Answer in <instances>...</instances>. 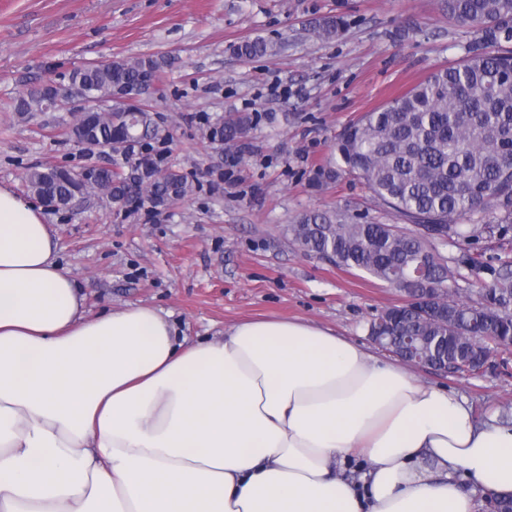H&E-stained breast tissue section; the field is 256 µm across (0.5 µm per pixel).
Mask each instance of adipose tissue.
<instances>
[{"instance_id": "1", "label": "adipose tissue", "mask_w": 512, "mask_h": 512, "mask_svg": "<svg viewBox=\"0 0 512 512\" xmlns=\"http://www.w3.org/2000/svg\"><path fill=\"white\" fill-rule=\"evenodd\" d=\"M40 210L0 186V512H476L512 421L305 321L188 341L88 315Z\"/></svg>"}]
</instances>
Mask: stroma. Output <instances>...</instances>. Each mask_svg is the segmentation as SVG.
I'll list each match as a JSON object with an SVG mask.
<instances>
[{
    "mask_svg": "<svg viewBox=\"0 0 512 512\" xmlns=\"http://www.w3.org/2000/svg\"><path fill=\"white\" fill-rule=\"evenodd\" d=\"M327 15L344 18L342 36L312 33ZM255 38L273 52L233 54V45ZM479 40L448 19L442 0H0V185L23 196L31 168L77 170L114 158L82 153L64 135L69 112L21 117L20 94L105 58L162 59L146 105L168 134L167 165L188 177L192 192L151 215L94 195L44 212L88 313L150 306L191 339L223 337L247 319L300 320L390 363L368 329L403 294L305 255L288 227L312 211L392 223L361 179L326 180L320 170L345 127L436 69L459 65ZM231 115L245 117L242 134L230 145L211 143L208 125ZM230 159L234 180L212 181L210 171ZM438 250L459 272V298L476 301L471 263L512 262V232L453 238ZM413 376L466 396L476 420L512 411V371Z\"/></svg>",
    "mask_w": 512,
    "mask_h": 512,
    "instance_id": "stroma-1",
    "label": "stroma"
}]
</instances>
